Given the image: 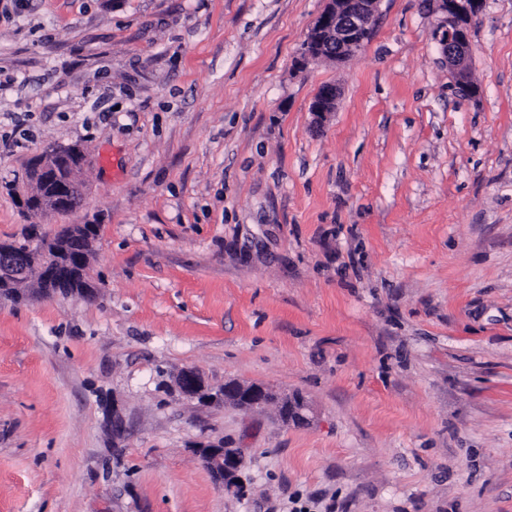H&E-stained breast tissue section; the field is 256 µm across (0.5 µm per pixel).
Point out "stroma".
<instances>
[{"label":"stroma","mask_w":512,"mask_h":512,"mask_svg":"<svg viewBox=\"0 0 512 512\" xmlns=\"http://www.w3.org/2000/svg\"><path fill=\"white\" fill-rule=\"evenodd\" d=\"M323 7L0 0V240L99 227L95 299L0 301V512H512V0L476 98L431 0H382L341 66L298 60ZM70 144L83 201L35 215L28 162ZM184 367L313 421L186 399ZM196 453L202 455L216 481L224 485L225 490L233 492L235 482L241 465V454L237 448H228L222 444L200 445L195 449Z\"/></svg>","instance_id":"stroma-1"}]
</instances>
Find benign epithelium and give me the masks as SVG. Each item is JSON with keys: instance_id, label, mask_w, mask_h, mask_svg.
<instances>
[{"instance_id": "obj_1", "label": "benign epithelium", "mask_w": 512, "mask_h": 512, "mask_svg": "<svg viewBox=\"0 0 512 512\" xmlns=\"http://www.w3.org/2000/svg\"><path fill=\"white\" fill-rule=\"evenodd\" d=\"M380 3L381 0H326L324 10L308 33L303 56H319L326 45L333 43L336 46V63L347 62L364 46L368 24L378 15ZM433 3L440 15L438 41L448 62V69L456 83L465 87L470 97L474 98L479 93V87L469 82L467 60L472 52L470 29L481 10L482 0H433ZM338 96L336 87H325L318 91L310 111L317 115L326 113L335 107ZM69 155L76 158L79 164H84V151L75 146L48 150L37 155L31 166L30 181H47L56 171L60 160ZM77 189L79 184L74 180L63 189L40 198L41 209L38 213L47 214L69 207L73 191ZM0 252L8 257L0 265V281L6 282L12 291L21 294L25 292L28 270L37 261L41 263L43 282H59L55 273L61 263L56 261V256L66 253V243L50 239L40 245L34 255H17L12 252L9 244L1 242ZM173 381L184 397L201 404L219 402L245 412L267 405L276 409L285 405L288 407L286 423H306L310 420L312 408L305 399L277 393L262 383L231 380L224 383V388L214 392L200 372L191 367L179 370L173 376ZM196 453L205 458L207 466L219 478L224 489L231 492L235 490L241 465L238 449L211 444L197 447Z\"/></svg>"}]
</instances>
